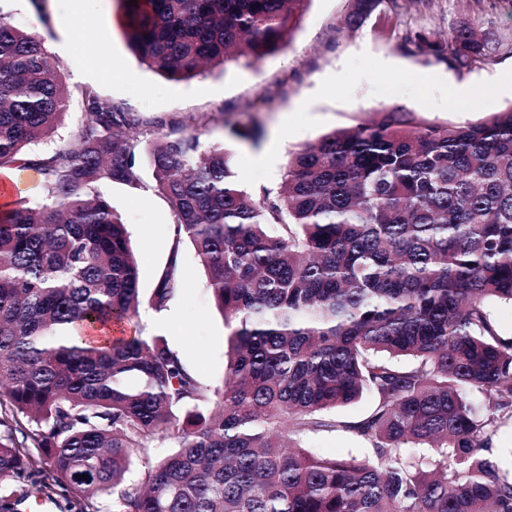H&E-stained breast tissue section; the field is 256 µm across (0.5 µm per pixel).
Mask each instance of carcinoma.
<instances>
[{"mask_svg":"<svg viewBox=\"0 0 512 512\" xmlns=\"http://www.w3.org/2000/svg\"><path fill=\"white\" fill-rule=\"evenodd\" d=\"M116 2L141 61L191 78L282 50L310 0ZM380 3L354 0L347 28ZM420 43L458 67L502 47L467 24ZM68 103L42 40L0 15V169L32 168L47 191L0 209V426L35 425L0 435V483L16 481L0 512L56 486L77 496L63 512L109 495L112 512H512V474L490 458L512 423V338L488 309L512 304V107L467 124L379 108L292 153L277 191L248 193L233 155L191 130L210 114L149 118L92 87L71 143L22 153ZM143 156L230 328L214 391L162 337L60 343L137 313L130 235L97 188L138 186ZM181 287L173 261L154 309ZM367 394L369 415L336 419ZM338 428L372 458L300 445ZM167 438L177 449L127 481Z\"/></svg>","mask_w":512,"mask_h":512,"instance_id":"obj_1","label":"carcinoma"}]
</instances>
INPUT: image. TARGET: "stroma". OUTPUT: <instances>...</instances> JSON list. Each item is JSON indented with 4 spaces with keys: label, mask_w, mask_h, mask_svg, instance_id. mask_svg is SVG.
<instances>
[{
    "label": "stroma",
    "mask_w": 512,
    "mask_h": 512,
    "mask_svg": "<svg viewBox=\"0 0 512 512\" xmlns=\"http://www.w3.org/2000/svg\"><path fill=\"white\" fill-rule=\"evenodd\" d=\"M81 0H47L37 15L30 0H0V14L35 32L56 58L70 94L66 114L52 142L70 143L83 112L81 93L92 87L105 99L149 116L209 112L213 120L200 137L203 147L221 145L235 161L237 180L252 192L277 189L290 154L329 130L367 121L381 107L403 108L419 121L467 123L512 106V86L501 75L512 71V53L456 67L419 48L422 34L436 40L466 22L480 32L512 41V0H381L355 31L344 20L352 0H311L289 46L256 65H230L190 79L171 80L141 63L119 22L115 0H98L96 17L78 29L64 26ZM466 87L470 96L457 97ZM259 121L258 145L240 142L224 129L225 119ZM149 165L141 184H103L99 192L122 214L136 253L142 303L135 322L145 336H160L178 349L201 380L224 382L226 338L207 276L189 241L174 243L173 216L153 189ZM176 262L183 287L170 301L165 319L147 323L151 295L169 262ZM318 457L367 459L371 451L354 435L337 430L302 441Z\"/></svg>",
    "instance_id": "stroma-1"
}]
</instances>
